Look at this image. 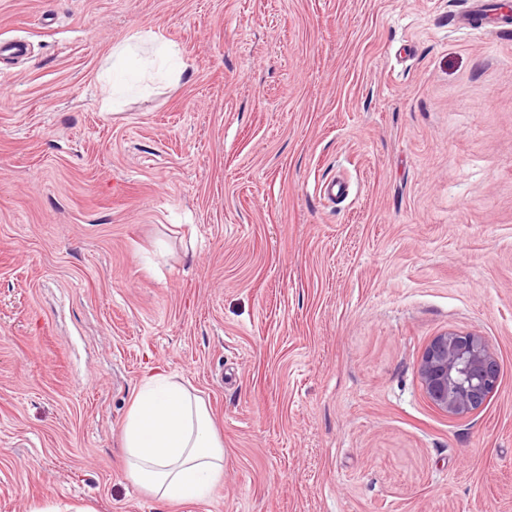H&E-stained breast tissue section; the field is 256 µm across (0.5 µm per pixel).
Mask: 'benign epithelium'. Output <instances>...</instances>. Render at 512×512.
Masks as SVG:
<instances>
[{
    "mask_svg": "<svg viewBox=\"0 0 512 512\" xmlns=\"http://www.w3.org/2000/svg\"><path fill=\"white\" fill-rule=\"evenodd\" d=\"M425 393L439 410L467 415L495 390L499 367L483 337L447 332L435 337L419 365Z\"/></svg>",
    "mask_w": 512,
    "mask_h": 512,
    "instance_id": "1",
    "label": "benign epithelium"
}]
</instances>
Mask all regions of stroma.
<instances>
[{
    "label": "stroma",
    "mask_w": 512,
    "mask_h": 512,
    "mask_svg": "<svg viewBox=\"0 0 512 512\" xmlns=\"http://www.w3.org/2000/svg\"><path fill=\"white\" fill-rule=\"evenodd\" d=\"M470 7L0 0V512H512V30ZM136 34L178 72L104 109ZM448 331L500 365L464 416ZM158 372L223 440L204 499L126 475ZM142 36L136 34L132 36L127 41L116 45L112 48V54L110 58L112 59V92L110 96L107 98L108 104L112 100V105L115 102V94L118 88L121 86V82L116 80V75L121 74L124 71V66L129 57L137 55L142 50ZM419 373L436 408L463 416L481 408L493 393L499 367L482 336L447 332L428 345Z\"/></svg>",
    "instance_id": "1"
}]
</instances>
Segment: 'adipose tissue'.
<instances>
[{
  "label": "adipose tissue",
  "mask_w": 512,
  "mask_h": 512,
  "mask_svg": "<svg viewBox=\"0 0 512 512\" xmlns=\"http://www.w3.org/2000/svg\"><path fill=\"white\" fill-rule=\"evenodd\" d=\"M124 448L128 478L163 502L205 498L224 473V443L205 403L162 373L136 391Z\"/></svg>",
  "instance_id": "ef3b65f1"
}]
</instances>
